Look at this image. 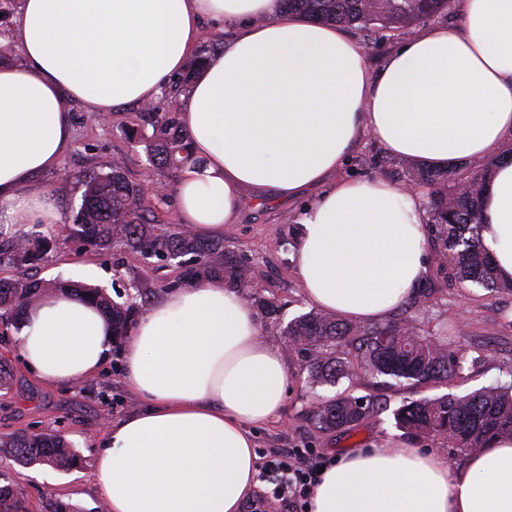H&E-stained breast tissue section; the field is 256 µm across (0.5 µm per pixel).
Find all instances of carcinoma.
<instances>
[{
	"mask_svg": "<svg viewBox=\"0 0 512 512\" xmlns=\"http://www.w3.org/2000/svg\"><path fill=\"white\" fill-rule=\"evenodd\" d=\"M288 10L326 24L355 25L378 34L401 35L413 27L448 16L452 0H285ZM143 111L151 117L152 132L139 135L150 165L174 172L189 163L198 165L192 142L181 126L178 114L163 110L157 103H146ZM491 176V167L479 173L463 174L417 167L407 181L434 188L432 221L443 265L455 281L477 283L491 291L512 294V282L501 281L492 260L482 246L480 200ZM84 190L74 224L90 246L107 250L124 245L145 258L188 256V274L198 280L220 275L236 288L248 285L250 267L226 261L215 266L211 255L218 245L207 243L195 232L184 229L162 234L152 210L144 205L143 185L124 175L123 162L116 160L107 172L83 180ZM45 240L29 234L13 240L8 255L0 263L23 266L40 259ZM68 290L78 298L93 302L112 325L114 338L128 333L131 308L113 301L100 288L71 282H45L29 277L0 279V323L18 327L25 321L28 307L58 292ZM295 350L308 358L311 377L318 385H332L339 377L356 374L365 364L377 375L422 383L446 380L464 371L465 350L451 351L436 336L416 334L413 318L384 327L355 325L329 313L309 312L282 331ZM382 405L350 394H338L318 404L317 429L323 433H347L377 415ZM395 425L416 438L435 437L448 441V447L467 456L488 448L500 435H512V384L494 386L464 395H444L413 400L393 412ZM8 451L23 465L45 464L68 470L76 455L57 434L11 433L0 435V452Z\"/></svg>",
	"mask_w": 512,
	"mask_h": 512,
	"instance_id": "1",
	"label": "carcinoma"
}]
</instances>
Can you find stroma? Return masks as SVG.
<instances>
[{
  "label": "stroma",
  "instance_id": "1",
  "mask_svg": "<svg viewBox=\"0 0 512 512\" xmlns=\"http://www.w3.org/2000/svg\"><path fill=\"white\" fill-rule=\"evenodd\" d=\"M67 107L72 117L71 145L60 169L46 171L35 181L36 189L58 207L61 221L46 234L47 252L42 260L21 268L1 265L0 278L23 274L78 281L105 289L114 301L132 305L134 318H141L185 277L187 263L179 258L144 260L121 246L102 252L69 235L66 227L79 208L82 180L108 171L114 160H122L129 181L148 188L160 180L177 184L179 175L154 173L142 145L128 136V128L138 123L140 104L122 106L103 123L91 119L79 102L69 101ZM412 166V160L392 157L365 137L340 175L378 177L399 187ZM314 196L311 189L298 200L282 199L271 189L243 191L240 210L220 238L225 250L250 266L253 279L248 292L274 298L279 326L265 329L263 338L278 347L284 344L281 327L314 309L303 294L291 259L304 206ZM427 258L420 288L425 295L422 304L410 313L398 310L393 321L412 315L420 335L444 338L453 348L472 346L480 352L481 362L466 367L462 378L448 383L415 384L361 373L340 379L336 386L318 388L310 383L304 354L285 349L286 397L278 419L257 428V448H316L325 457L338 456L395 434L393 412L404 401L512 383V295L461 285L449 278L436 252H428ZM146 282L154 288L147 299L137 293ZM20 338V332L12 328L0 334V360H5L11 371L10 378L0 383V433L61 434L75 452L76 463L60 471L42 464L24 466L4 455L0 457V487L17 493L25 512H45L51 500L69 503L75 512H105L104 500L90 479L100 438L112 423L141 408L123 381L122 349L111 346L106 364L91 382L66 387L43 382L27 367L19 353ZM338 392L377 397L385 409L349 433H320L313 417L318 399Z\"/></svg>",
  "mask_w": 512,
  "mask_h": 512
}]
</instances>
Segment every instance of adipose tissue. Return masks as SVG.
I'll use <instances>...</instances> for the list:
<instances>
[{"label": "adipose tissue", "instance_id": "adipose-tissue-1", "mask_svg": "<svg viewBox=\"0 0 512 512\" xmlns=\"http://www.w3.org/2000/svg\"><path fill=\"white\" fill-rule=\"evenodd\" d=\"M459 20L421 25L371 70L343 29L283 0H20L0 64V228L59 223L31 184L71 143L67 100L108 116L156 101L187 71L203 20L233 33L181 96L203 167L182 170L179 221L220 236L242 190L280 197L319 184L295 257L307 300L345 321L391 316L422 282L423 195L336 173L370 136L391 155L445 169L512 148V0H455ZM482 243L512 279V160L482 202ZM257 310L220 280H187L128 337L125 383L146 405L107 429L92 481L108 512H241L258 484L252 429L277 419L288 385ZM112 328L87 301L56 293L31 307L27 366L73 386L98 374ZM308 512H512V436L454 468L388 437L327 464Z\"/></svg>", "mask_w": 512, "mask_h": 512}]
</instances>
